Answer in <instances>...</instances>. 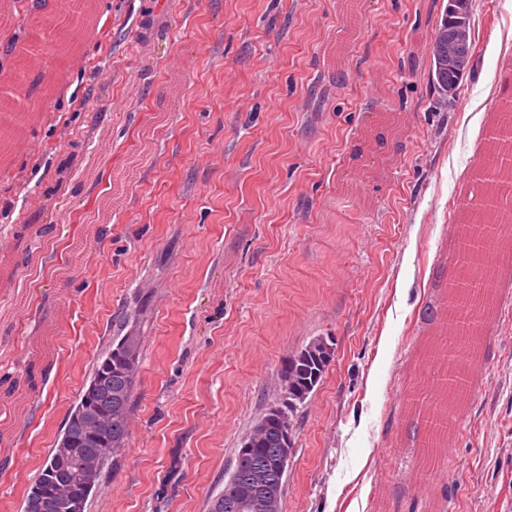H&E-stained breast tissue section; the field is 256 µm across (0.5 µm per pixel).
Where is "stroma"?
Here are the masks:
<instances>
[{"label": "stroma", "instance_id": "1", "mask_svg": "<svg viewBox=\"0 0 512 512\" xmlns=\"http://www.w3.org/2000/svg\"><path fill=\"white\" fill-rule=\"evenodd\" d=\"M28 2L0 0V84L24 72L29 94L0 129V512L128 306L136 404L88 512H207L318 336L334 359L297 412L284 512H512V272L432 474L407 421L448 223L470 222L512 100V0H472L453 96L431 82L438 0H91L95 34L38 67L11 43L54 5Z\"/></svg>", "mask_w": 512, "mask_h": 512}]
</instances>
